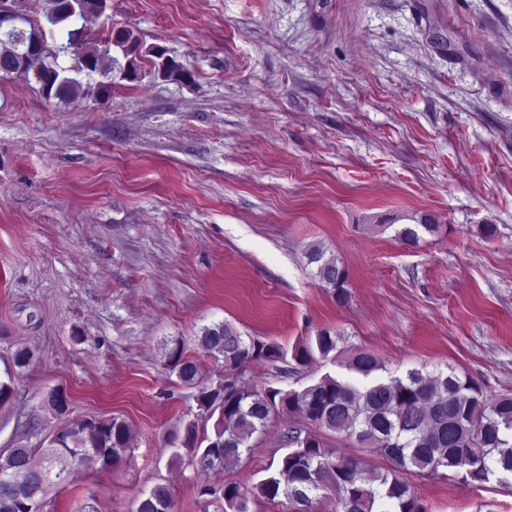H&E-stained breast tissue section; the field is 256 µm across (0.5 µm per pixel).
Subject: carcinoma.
I'll return each mask as SVG.
<instances>
[{"mask_svg":"<svg viewBox=\"0 0 512 512\" xmlns=\"http://www.w3.org/2000/svg\"><path fill=\"white\" fill-rule=\"evenodd\" d=\"M108 8L107 0H44L42 18L25 24L0 27V77L16 76L39 86L45 101H69L80 94L94 98L110 95L114 84L112 48L129 58L121 79L133 81L140 57L152 58L157 73L168 81L191 84L194 73L165 56L159 46L143 48L139 35L121 29L100 39L89 49L82 29L67 31L66 44L57 43L59 27L73 20L92 22L90 14ZM70 54L64 67L61 52ZM439 225L430 217L397 232L412 245L420 233H435ZM316 265L314 277L335 295L348 301V274L342 263L326 256L318 245L306 253ZM338 337L320 330L315 340L288 351L282 345L245 336L226 322L203 328L197 345L224 362V375L201 378L199 360L187 353L185 343L165 347L170 372L184 385L198 388V413L184 422L183 431L168 436L174 457L188 460L201 473L224 471L250 455L253 438L266 430L275 414L299 415L317 428H288V451L267 475L248 486L226 481L222 492L225 512H250L258 498L284 497L291 512H309L313 501L336 494L335 512H424L405 474L415 470L427 475L463 473L473 484L485 483L492 473H512V393L489 394L469 377L455 371L424 374L412 370L404 377L388 374L375 355L358 351L344 367L361 376L354 382L331 375L301 390L252 387L244 379L249 364L284 360L291 356L308 362L337 350ZM31 351L18 348L11 367L0 379V406L13 395L15 371L27 368ZM217 418L214 436L199 425L200 419ZM331 432L360 448H369L385 465L370 466L337 452L323 432ZM132 449V429L119 416L92 418L65 425L44 442H19L0 453V512H43L52 480L76 472L91 459L120 463ZM172 495L168 487L155 486L138 504L136 512H168Z\"/></svg>","mask_w":512,"mask_h":512,"instance_id":"1","label":"carcinoma"}]
</instances>
